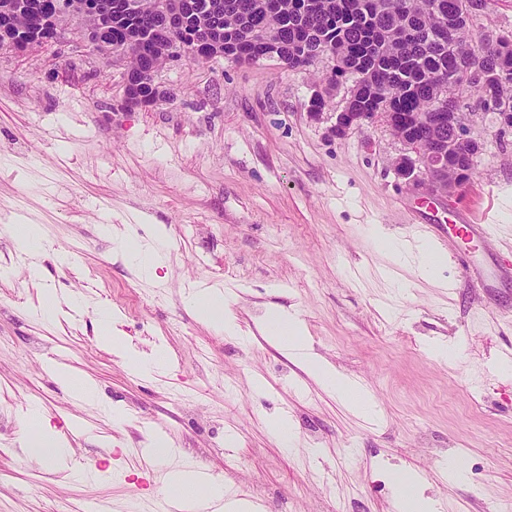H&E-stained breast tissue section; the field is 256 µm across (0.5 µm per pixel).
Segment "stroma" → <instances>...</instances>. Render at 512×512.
<instances>
[{"instance_id":"obj_1","label":"stroma","mask_w":512,"mask_h":512,"mask_svg":"<svg viewBox=\"0 0 512 512\" xmlns=\"http://www.w3.org/2000/svg\"><path fill=\"white\" fill-rule=\"evenodd\" d=\"M332 66L169 62L163 100L141 109L126 103L123 66L80 39L0 46V267L12 270L0 278V512H161L156 437L258 512H394L406 472L440 512L512 504V276L490 291L462 277L455 239L431 230L454 214L395 176L402 146L386 127L336 137L348 83L309 115ZM472 130L485 151L464 193L495 194L486 251L512 259V135L497 137L490 114ZM25 220L43 233L36 283L12 241ZM107 224L167 239L156 279L115 251ZM386 237L432 241L446 257L436 281L392 266ZM193 285L222 289L241 336L186 306ZM42 286L80 295L79 309L35 314ZM281 309L366 383L376 416L266 333ZM104 310L132 351L165 350L162 371L129 372ZM448 346L458 355L438 358ZM59 367L93 380L97 400H77ZM33 404L65 439V464L21 448ZM282 417L294 447L270 430ZM453 459L466 480H449Z\"/></svg>"}]
</instances>
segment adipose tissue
<instances>
[{
	"label": "adipose tissue",
	"instance_id": "obj_1",
	"mask_svg": "<svg viewBox=\"0 0 512 512\" xmlns=\"http://www.w3.org/2000/svg\"><path fill=\"white\" fill-rule=\"evenodd\" d=\"M189 305L199 312L214 328L225 335L236 336L240 328L235 317L224 308V299L219 291L193 289L187 295ZM267 331L276 338L292 341L293 353L305 364L309 373L326 388L336 394L357 411L370 413L374 410L372 401L363 393L358 383L343 376L331 365L324 363L310 353L306 343L300 342L302 323L297 315L280 311L272 312L268 318ZM28 421L31 425L23 443L27 452L36 457H49L64 462L63 440L53 431L42 427V416L38 410H31ZM168 492L181 505L183 512H208L211 504L223 502L225 512H254V504L246 499L225 500L224 488L217 483L199 484L190 468L173 471L168 476Z\"/></svg>",
	"mask_w": 512,
	"mask_h": 512
}]
</instances>
